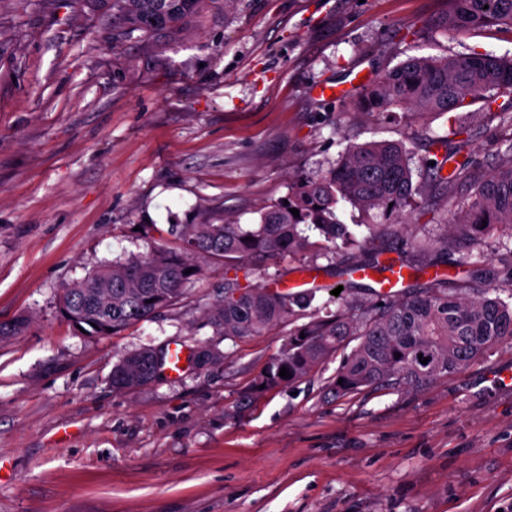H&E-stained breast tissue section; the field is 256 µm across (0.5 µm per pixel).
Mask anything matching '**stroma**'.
<instances>
[{
    "mask_svg": "<svg viewBox=\"0 0 512 512\" xmlns=\"http://www.w3.org/2000/svg\"><path fill=\"white\" fill-rule=\"evenodd\" d=\"M111 0H0V512H512V342L415 390L337 398L334 355L262 385L288 326L229 341L203 312L242 284L293 280L210 262L176 305L112 336L59 314L63 288L146 254L171 224H251L349 143L416 157L478 130L496 166L512 131L470 110L365 117L356 91L410 55H512V31L438 27L448 0H242L171 35L123 33ZM218 353L206 366L113 391L144 347Z\"/></svg>",
    "mask_w": 512,
    "mask_h": 512,
    "instance_id": "35a3bbf8",
    "label": "stroma"
}]
</instances>
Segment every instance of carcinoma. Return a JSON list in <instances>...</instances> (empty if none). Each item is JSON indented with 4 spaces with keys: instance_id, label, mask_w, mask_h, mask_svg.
<instances>
[{
    "instance_id": "1",
    "label": "carcinoma",
    "mask_w": 512,
    "mask_h": 512,
    "mask_svg": "<svg viewBox=\"0 0 512 512\" xmlns=\"http://www.w3.org/2000/svg\"><path fill=\"white\" fill-rule=\"evenodd\" d=\"M449 2L441 23L450 31L477 36L491 27L512 30V0ZM218 3L228 14L239 0H112V14L129 33L177 34L204 8ZM507 91L512 92V56L474 49L449 56L410 55L361 93L358 108L371 116L392 107L442 115L479 102L480 114L512 129V112L494 108L498 94ZM472 141L471 130L461 127L449 137L428 140L433 159H421L420 166L428 170L429 188L413 183V153L404 144L350 143L337 164L317 178L296 182L286 200L263 208L249 227L228 214L217 224H172L168 234L178 246L161 244L67 285L62 316L87 336L116 334L175 305L183 287L215 260L235 267L287 255L303 268H315L322 256L333 261L345 255L347 264L337 269L340 275L354 268L376 269L387 252L383 239L395 229L410 227L406 208L420 195L427 205L447 206L450 213L439 234L405 240L415 258L400 257L398 263L414 275H428L420 287L387 295L342 281L338 307L332 311L316 305L317 293L329 292V287L290 291L277 285H242L238 278L227 277L224 298L209 306L205 316L216 332L232 341L305 320L289 332L282 354L268 363L263 374L267 385L302 378L356 339L359 343L343 357L333 378L338 397L378 387L419 389L457 375L502 340H512V247L501 245L496 252L503 285L493 284L496 277L484 266V247L497 230L512 232V137L498 143L497 166L489 172L473 159ZM466 183L473 192L454 197ZM342 201L365 214L380 210L398 222L351 228L337 217ZM458 243L467 248L460 262L470 267L468 275L430 273L447 264L448 252ZM188 269L192 273H186ZM482 280L492 286L474 290V282ZM502 292L508 299L500 297ZM423 357L428 363H421ZM166 362V353L153 348L123 356L112 368V390L123 392L150 382ZM282 367L290 378L279 376Z\"/></svg>"
}]
</instances>
